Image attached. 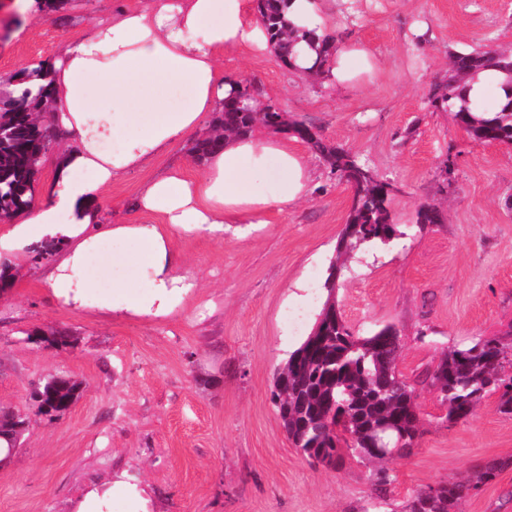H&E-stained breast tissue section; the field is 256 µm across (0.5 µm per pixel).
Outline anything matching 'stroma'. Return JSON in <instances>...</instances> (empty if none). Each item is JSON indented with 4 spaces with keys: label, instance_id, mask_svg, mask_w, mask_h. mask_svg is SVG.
<instances>
[{
    "label": "stroma",
    "instance_id": "35a3bbf8",
    "mask_svg": "<svg viewBox=\"0 0 512 512\" xmlns=\"http://www.w3.org/2000/svg\"><path fill=\"white\" fill-rule=\"evenodd\" d=\"M138 2L81 0L68 23L44 17L16 40L0 13V77L45 60L91 16ZM420 22L427 40L419 44ZM336 25L372 50L375 73L359 86L298 77L272 52H228L221 64L396 187L394 221L412 232L354 254L337 307L357 334L395 325L397 369L410 379L474 337L512 343V147L468 139L451 113L432 111L426 99L446 78L449 53L512 46V0H338ZM288 143L306 152L313 191L247 233L177 240L200 281L180 313L75 312L40 288L35 265L16 270L0 291V407L26 410L31 391L54 374L80 381L82 395L62 416H32L22 445L0 466V512H73L87 488L120 479L149 487L152 512H368L376 463L347 457L334 469L311 467L271 400L276 368L326 299V269L352 196L305 144ZM189 160L186 147L174 148L154 168L113 183L101 206L133 198L153 169ZM425 202L440 204L444 221L419 231ZM59 329L74 334V347L27 339ZM417 411L418 447L385 463L392 506L465 478L477 464L512 458V415L499 412L497 395L449 425L436 394L423 388ZM461 510L512 512V467Z\"/></svg>",
    "mask_w": 512,
    "mask_h": 512
}]
</instances>
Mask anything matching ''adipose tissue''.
Wrapping results in <instances>:
<instances>
[{
  "mask_svg": "<svg viewBox=\"0 0 512 512\" xmlns=\"http://www.w3.org/2000/svg\"><path fill=\"white\" fill-rule=\"evenodd\" d=\"M329 0H289L288 19L302 38L299 68L315 57L305 35L333 32ZM253 0H144L55 53L49 116L61 132L54 184L25 211L0 221V271H14L42 252V285L64 305L122 318L173 313L199 288L183 272L177 237L223 241L226 226L263 224L287 210L313 183L303 154L282 139H235L212 154L200 176L174 166L149 180L130 217L108 219L99 204L112 182L190 143L242 82L225 76L224 51L267 49ZM372 53L359 41L337 44L327 75L342 86L372 76ZM512 89L503 74L481 71L467 85L472 111L492 112ZM151 214L160 223L148 222Z\"/></svg>",
  "mask_w": 512,
  "mask_h": 512,
  "instance_id": "obj_1",
  "label": "adipose tissue"
}]
</instances>
